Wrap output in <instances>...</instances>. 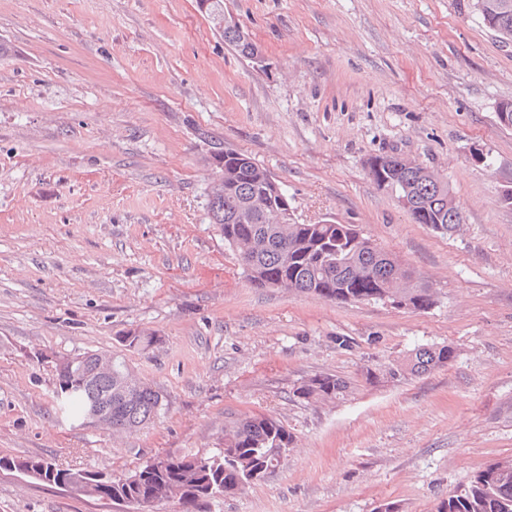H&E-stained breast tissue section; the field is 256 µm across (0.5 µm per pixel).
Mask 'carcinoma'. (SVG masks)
<instances>
[{"mask_svg":"<svg viewBox=\"0 0 512 512\" xmlns=\"http://www.w3.org/2000/svg\"><path fill=\"white\" fill-rule=\"evenodd\" d=\"M206 5L209 19L224 43L249 58V45L238 31L224 27V0H197ZM224 163L212 182L208 209L212 223L219 225L224 248L236 259L242 274L255 288H282L317 296L327 302H374L394 308L426 312L437 302L434 289L414 284L402 287L397 274L410 266L379 248L371 239L355 241L358 230L350 224L325 220L320 224H279L278 197L267 198L266 210H250L253 198L265 194L273 175L247 154L224 149ZM393 155L366 160L368 176L396 199L408 198V214L417 224L451 234L463 223L462 212L448 223V181L438 184L419 168L397 169ZM122 345L147 349L161 342L153 332L130 330L120 337ZM456 356L449 344L417 347L390 375H423L448 365ZM100 354L86 353L69 362L57 374L53 400L58 414L71 420L84 417L89 392L79 386L86 371L99 363ZM348 382L332 374H315L301 381L293 395L303 401L334 402L347 394ZM163 394L137 378L126 361L112 358V432L131 433L152 424L162 410ZM294 436L284 424L268 415L232 417L224 422V448L209 456L179 459L155 458L115 484L102 478L104 472L61 468L40 457L0 456V469L24 472L51 487L82 483L81 492L99 501L124 502L135 507L142 502L178 499L184 512H210L214 495L234 497L251 485L259 467H279ZM491 462L476 472L470 484L442 500L437 512H512V473L506 478L489 476Z\"/></svg>","mask_w":512,"mask_h":512,"instance_id":"obj_1","label":"carcinoma"}]
</instances>
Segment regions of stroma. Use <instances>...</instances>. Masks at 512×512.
Returning <instances> with one entry per match:
<instances>
[{
  "instance_id": "stroma-1",
  "label": "stroma",
  "mask_w": 512,
  "mask_h": 512,
  "mask_svg": "<svg viewBox=\"0 0 512 512\" xmlns=\"http://www.w3.org/2000/svg\"><path fill=\"white\" fill-rule=\"evenodd\" d=\"M224 8L259 59L225 45L196 0H0V455L121 475L213 453L227 416L265 414L294 448L211 512H436L512 459V128L496 118L512 45L459 0ZM220 145L269 170L300 223L354 225L408 263L436 305L252 287L208 214ZM380 154L439 171L459 230L413 223L366 174ZM135 329L162 341L121 345ZM431 344L455 347L453 364L387 376ZM88 352L162 391L150 427L117 435L56 414V360ZM319 372L348 396L297 400ZM0 512L127 509L0 470Z\"/></svg>"
}]
</instances>
